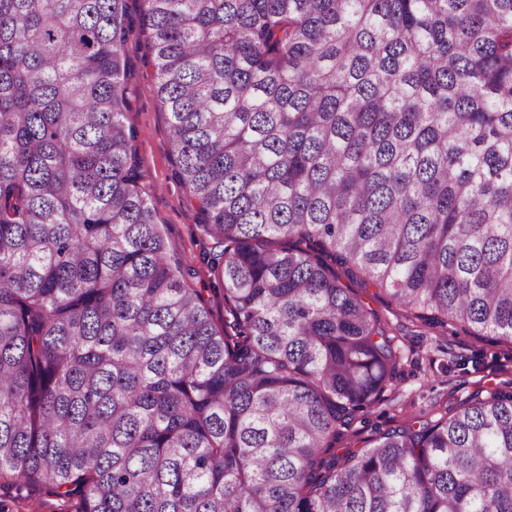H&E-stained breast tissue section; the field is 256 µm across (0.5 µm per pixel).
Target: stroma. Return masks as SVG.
<instances>
[{
    "instance_id": "stroma-1",
    "label": "stroma",
    "mask_w": 512,
    "mask_h": 512,
    "mask_svg": "<svg viewBox=\"0 0 512 512\" xmlns=\"http://www.w3.org/2000/svg\"><path fill=\"white\" fill-rule=\"evenodd\" d=\"M124 83L131 108L126 123L137 133V157L144 174L143 189L155 219L163 228L171 252L195 270L192 287L201 289L215 321L224 318L223 285L217 266L224 263V246L201 230V217L188 201V192L174 178L175 156L166 116L152 96L153 70L145 36L131 33L125 46ZM364 300L389 327L401 361L379 404L359 413L336 441L337 450L369 447L377 431L423 415L436 419L484 389L512 384V343L495 345L464 332H441L416 327L404 310L375 288L363 291ZM60 500L47 488H0V512H61Z\"/></svg>"
}]
</instances>
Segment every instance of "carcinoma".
<instances>
[{"label": "carcinoma", "instance_id": "cac0c4a2", "mask_svg": "<svg viewBox=\"0 0 512 512\" xmlns=\"http://www.w3.org/2000/svg\"><path fill=\"white\" fill-rule=\"evenodd\" d=\"M224 323L141 189L126 0H0V481L75 512H512V391L340 430L398 356L342 277L512 342V0H142Z\"/></svg>", "mask_w": 512, "mask_h": 512}]
</instances>
